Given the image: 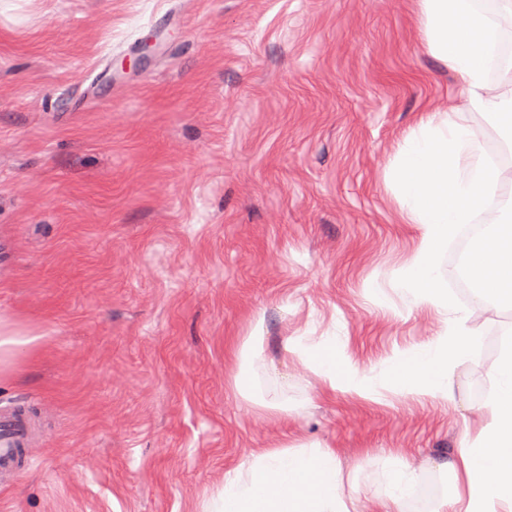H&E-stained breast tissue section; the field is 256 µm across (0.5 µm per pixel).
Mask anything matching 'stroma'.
<instances>
[{
	"instance_id": "stroma-1",
	"label": "stroma",
	"mask_w": 512,
	"mask_h": 512,
	"mask_svg": "<svg viewBox=\"0 0 512 512\" xmlns=\"http://www.w3.org/2000/svg\"><path fill=\"white\" fill-rule=\"evenodd\" d=\"M156 54L72 108L90 71ZM463 105L422 47L415 0H0V402L48 416L41 455L0 512H201L256 448L336 449L375 512L395 460L435 512L461 427L512 347V307L466 295L455 244L441 285L477 312L454 403L391 388L401 351L445 324L401 292L419 245L388 181L420 112ZM264 321L236 393L232 344ZM336 339L382 395L330 388L286 344Z\"/></svg>"
}]
</instances>
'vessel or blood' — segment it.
I'll use <instances>...</instances> for the list:
<instances>
[{
    "instance_id": "vessel-or-blood-1",
    "label": "vessel or blood",
    "mask_w": 512,
    "mask_h": 512,
    "mask_svg": "<svg viewBox=\"0 0 512 512\" xmlns=\"http://www.w3.org/2000/svg\"><path fill=\"white\" fill-rule=\"evenodd\" d=\"M35 415L32 403H0V488L13 486L37 457L41 443L31 427Z\"/></svg>"
}]
</instances>
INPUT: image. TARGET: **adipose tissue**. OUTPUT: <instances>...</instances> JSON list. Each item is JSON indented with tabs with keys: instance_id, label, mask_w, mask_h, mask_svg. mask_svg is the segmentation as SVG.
Masks as SVG:
<instances>
[{
	"instance_id": "obj_1",
	"label": "adipose tissue",
	"mask_w": 512,
	"mask_h": 512,
	"mask_svg": "<svg viewBox=\"0 0 512 512\" xmlns=\"http://www.w3.org/2000/svg\"><path fill=\"white\" fill-rule=\"evenodd\" d=\"M421 41L428 53L454 71L464 108L425 110L397 154L393 178L403 220L418 225L420 243L397 286L444 320L441 337L400 352L389 369L392 388L444 401L454 397L449 365L464 357L476 330L474 312L460 311L442 288L436 267L459 225L476 221L479 208L512 186V166L494 162L479 136L461 122V111L486 113L512 136V61L501 48L512 23V0L496 12L479 0H416ZM471 278L496 305L512 306V216L487 225L468 262ZM289 350L329 386L355 388L376 400L372 384H354L351 366L336 355V342L320 339ZM494 386L465 420L461 447L448 461L456 490L437 512H512V351L493 372ZM212 512H358L344 496L342 469L332 448L305 445L258 448L224 471V483L207 503Z\"/></svg>"
}]
</instances>
